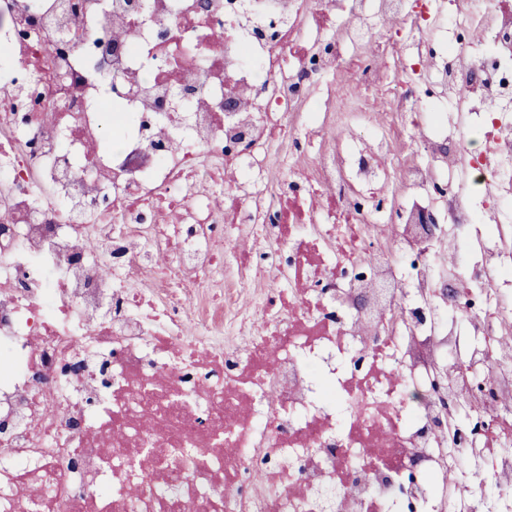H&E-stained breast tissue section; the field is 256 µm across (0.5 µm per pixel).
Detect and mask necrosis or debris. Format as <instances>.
<instances>
[{
  "label": "necrosis or debris",
  "instance_id": "1",
  "mask_svg": "<svg viewBox=\"0 0 512 512\" xmlns=\"http://www.w3.org/2000/svg\"><path fill=\"white\" fill-rule=\"evenodd\" d=\"M144 3L0 0V512H454L512 416V0Z\"/></svg>",
  "mask_w": 512,
  "mask_h": 512
}]
</instances>
